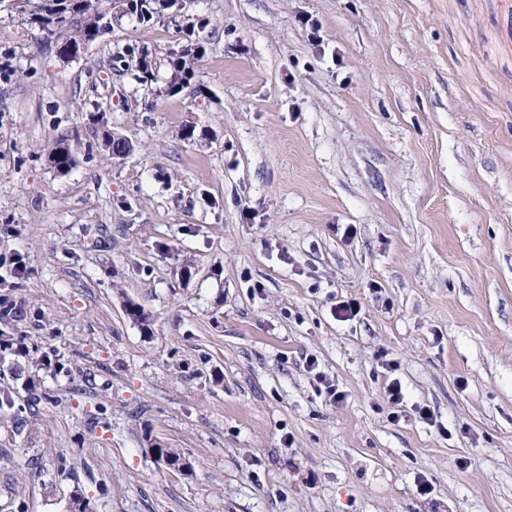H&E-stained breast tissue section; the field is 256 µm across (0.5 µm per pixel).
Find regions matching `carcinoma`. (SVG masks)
Wrapping results in <instances>:
<instances>
[{
	"label": "carcinoma",
	"mask_w": 512,
	"mask_h": 512,
	"mask_svg": "<svg viewBox=\"0 0 512 512\" xmlns=\"http://www.w3.org/2000/svg\"><path fill=\"white\" fill-rule=\"evenodd\" d=\"M85 7L82 12L87 14L86 19L77 24H68V14L74 8L70 0H36L32 9L27 13L26 23L40 31L50 32L55 36L58 44V54L72 51L77 56L81 49L100 40L112 30V24L123 17L130 15L138 21L145 23L156 17L151 0H140L142 10H135L130 14L115 11L113 0H84ZM203 55V47L193 45L184 53H170L165 59L168 69L166 91L171 93L177 87L182 88L189 84L194 75V65ZM115 62L123 67H133L139 73V80L144 85L151 84L156 79L158 63L152 58L137 61L119 54ZM94 124L98 125L97 132L101 142L112 156L122 157L128 155L132 142L124 137L115 136L103 123V116L97 114L92 117ZM49 161L59 173L68 172L75 165V158L65 143L60 141L49 154Z\"/></svg>",
	"instance_id": "carcinoma-1"
}]
</instances>
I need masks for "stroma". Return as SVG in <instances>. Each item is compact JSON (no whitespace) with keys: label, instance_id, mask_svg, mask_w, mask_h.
<instances>
[{"label":"stroma","instance_id":"obj_1","mask_svg":"<svg viewBox=\"0 0 512 512\" xmlns=\"http://www.w3.org/2000/svg\"><path fill=\"white\" fill-rule=\"evenodd\" d=\"M27 8L0 14V512H512L498 0H186L69 61ZM201 19L178 93L115 71ZM100 113H97V115H94L92 117V121L94 124L99 125V127L96 129L99 136L101 137V142L105 148L113 157L122 158V156H127L130 153V145H132L134 150L133 143L120 136L112 135V131L108 128L106 123H103L102 120L104 119L103 115H99ZM306 363L307 369L310 372L315 371L316 380L324 387L326 400L333 405H339L340 403L344 402L346 398L344 391L339 390L338 385L331 379L327 378V376L322 371H317L319 366L317 359H307Z\"/></svg>","mask_w":512,"mask_h":512}]
</instances>
